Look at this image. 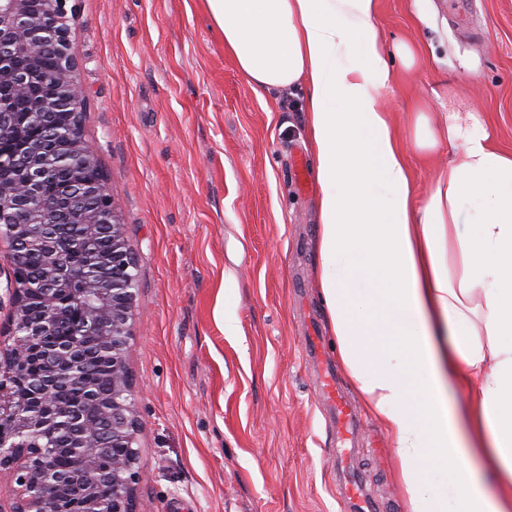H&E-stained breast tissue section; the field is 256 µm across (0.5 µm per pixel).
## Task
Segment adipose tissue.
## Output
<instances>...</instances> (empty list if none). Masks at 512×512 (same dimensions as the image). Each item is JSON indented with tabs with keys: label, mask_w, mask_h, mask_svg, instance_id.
I'll list each match as a JSON object with an SVG mask.
<instances>
[{
	"label": "adipose tissue",
	"mask_w": 512,
	"mask_h": 512,
	"mask_svg": "<svg viewBox=\"0 0 512 512\" xmlns=\"http://www.w3.org/2000/svg\"><path fill=\"white\" fill-rule=\"evenodd\" d=\"M254 91L302 83L320 186L315 270L342 365L389 433L407 512H512V154L474 114L423 201L378 101L375 0H205ZM463 392L461 409L449 388ZM480 454L501 491L466 463Z\"/></svg>",
	"instance_id": "1"
}]
</instances>
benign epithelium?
I'll return each mask as SVG.
<instances>
[{"instance_id":"obj_1","label":"benign epithelium","mask_w":512,"mask_h":512,"mask_svg":"<svg viewBox=\"0 0 512 512\" xmlns=\"http://www.w3.org/2000/svg\"><path fill=\"white\" fill-rule=\"evenodd\" d=\"M68 0H0V173L24 176L18 186L0 176V224L11 243L13 282L7 286L11 318L0 339V471L11 470L18 486L10 512H52L62 496L74 497L79 512H137L139 409L129 371L133 336L136 259L118 219L116 195L98 170L80 132L85 102L70 53ZM51 55L55 74L37 72ZM60 112L71 116L63 131ZM68 181L60 192H44L59 165ZM79 226L83 246L105 233L110 255L96 270L62 260V228ZM43 256L33 273L27 257ZM37 288L41 304L28 305ZM80 310L84 328L60 331L57 294ZM97 338L98 354L112 357L106 394L88 384L94 355L81 336ZM112 463L104 465L109 447ZM110 485V498L101 494Z\"/></svg>"}]
</instances>
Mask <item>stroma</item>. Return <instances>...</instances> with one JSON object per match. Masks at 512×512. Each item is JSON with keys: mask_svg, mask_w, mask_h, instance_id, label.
I'll use <instances>...</instances> for the list:
<instances>
[{"mask_svg": "<svg viewBox=\"0 0 512 512\" xmlns=\"http://www.w3.org/2000/svg\"><path fill=\"white\" fill-rule=\"evenodd\" d=\"M82 139L138 262L129 368L140 412L138 512H346L355 471L377 512H406L393 443L361 412L336 446L319 389L337 356L315 275L320 189L307 89L256 95L203 0H69ZM390 56L380 104L424 197L459 152L414 148L418 114L474 113L512 153V0H376Z\"/></svg>", "mask_w": 512, "mask_h": 512, "instance_id": "stroma-1", "label": "stroma"}]
</instances>
